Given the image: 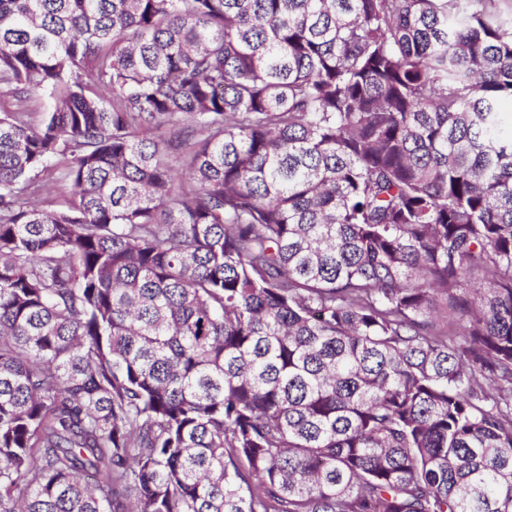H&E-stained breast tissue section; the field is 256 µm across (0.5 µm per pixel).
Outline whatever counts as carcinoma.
<instances>
[{
  "mask_svg": "<svg viewBox=\"0 0 512 512\" xmlns=\"http://www.w3.org/2000/svg\"><path fill=\"white\" fill-rule=\"evenodd\" d=\"M0 90V512H512V0H0Z\"/></svg>",
  "mask_w": 512,
  "mask_h": 512,
  "instance_id": "cac0c4a2",
  "label": "carcinoma"
}]
</instances>
